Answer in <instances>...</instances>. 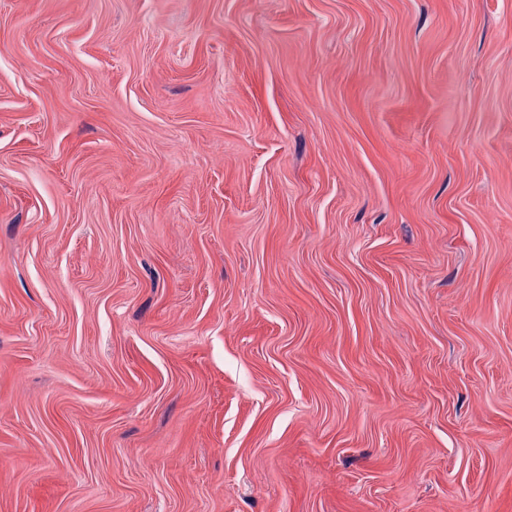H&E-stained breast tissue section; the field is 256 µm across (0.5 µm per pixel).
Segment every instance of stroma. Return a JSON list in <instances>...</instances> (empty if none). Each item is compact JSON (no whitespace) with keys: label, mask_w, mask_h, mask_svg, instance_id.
Instances as JSON below:
<instances>
[{"label":"stroma","mask_w":512,"mask_h":512,"mask_svg":"<svg viewBox=\"0 0 512 512\" xmlns=\"http://www.w3.org/2000/svg\"><path fill=\"white\" fill-rule=\"evenodd\" d=\"M0 512H512V0H0Z\"/></svg>","instance_id":"obj_1"}]
</instances>
